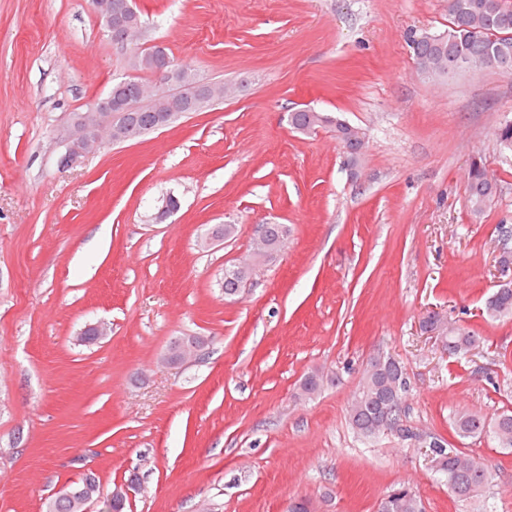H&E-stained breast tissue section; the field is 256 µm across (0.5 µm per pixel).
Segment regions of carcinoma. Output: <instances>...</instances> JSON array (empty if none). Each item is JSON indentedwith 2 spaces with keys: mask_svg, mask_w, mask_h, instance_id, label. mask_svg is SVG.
Masks as SVG:
<instances>
[{
  "mask_svg": "<svg viewBox=\"0 0 512 512\" xmlns=\"http://www.w3.org/2000/svg\"><path fill=\"white\" fill-rule=\"evenodd\" d=\"M448 30L440 33L422 32L409 39V47L415 59L432 62L442 74L460 69V57L468 56L480 62L482 67L492 66V61L501 58L512 62V0H447ZM168 50L148 47L129 60L130 69L154 74V58ZM133 136L139 138L153 130L152 116L140 112L132 119ZM289 125L302 134H311L321 127H331L336 139L349 148L345 164L355 160V151L361 146L358 134L350 132L341 121L313 109L297 110L289 114ZM497 193L496 184L487 175L483 166L472 165L465 187V199L470 213L481 217ZM246 283V278L224 271V296L237 295ZM485 314L491 320L512 316V281L499 285L485 302ZM438 327L445 333L444 341L448 354L464 357L479 343L475 334L450 326L441 320ZM327 377L315 371L308 374L301 385V392L310 396L324 386ZM406 389L404 369L392 359H376L365 373L347 410L352 428L362 437L373 438L386 431L396 430L407 436L409 430L402 423V412L395 413L394 422H382L383 410L395 392ZM458 436L475 438L485 435L499 447L512 448V412L506 410L489 419L477 411L462 410L453 418ZM437 472L448 481L452 497L469 503L481 502L489 486L485 469L473 468L474 458L459 448H446L432 444ZM85 501L80 497L59 496L48 506V512H83ZM378 512H423L418 494L409 487L391 488L381 498Z\"/></svg>",
  "mask_w": 512,
  "mask_h": 512,
  "instance_id": "carcinoma-1",
  "label": "carcinoma"
}]
</instances>
